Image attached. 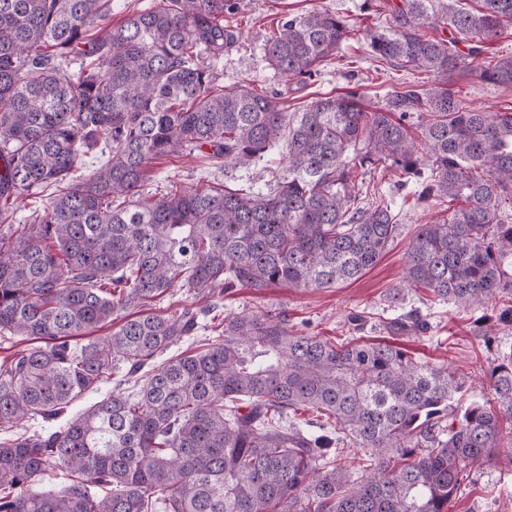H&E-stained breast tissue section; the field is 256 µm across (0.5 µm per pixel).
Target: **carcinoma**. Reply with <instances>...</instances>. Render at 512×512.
<instances>
[{"mask_svg":"<svg viewBox=\"0 0 512 512\" xmlns=\"http://www.w3.org/2000/svg\"><path fill=\"white\" fill-rule=\"evenodd\" d=\"M400 0L370 35L376 57L435 78L393 87L373 109L357 90L284 112L267 91L226 86L217 58L239 35L224 26L234 0H154L104 24L112 0H0V219L19 195L55 189L31 224L0 226V332L29 345L0 362V430L39 416L43 431L0 440V512H447L467 468L511 448L512 354L490 370L493 399L455 405L462 382L390 341L338 346L295 332L285 312L224 314V290L335 288L376 265L398 233L390 206L363 194L347 161L424 175L426 201L462 206L422 224L405 256L409 290L476 314L491 340L512 326V110L482 112L448 82L464 68L461 37L492 40L512 25V0ZM442 24L452 37L421 29ZM348 35L314 9L280 20L265 57L285 80L318 72ZM512 85V55L482 66ZM423 120L421 137L408 119ZM285 140L286 173L265 193L219 184L141 190L147 167L197 153L248 168ZM108 159L82 178L81 157ZM173 313L147 303L175 285ZM120 319L104 338H79ZM394 333H424L411 310ZM211 331L205 348L161 365L170 346ZM145 373L139 389L122 385ZM119 375L106 398L64 419L83 394ZM324 418L325 432L290 419ZM364 453L350 471L335 445ZM69 476L63 492L43 474Z\"/></svg>","mask_w":512,"mask_h":512,"instance_id":"1","label":"carcinoma"}]
</instances>
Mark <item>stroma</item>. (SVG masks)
<instances>
[{"label":"stroma","instance_id":"1","mask_svg":"<svg viewBox=\"0 0 512 512\" xmlns=\"http://www.w3.org/2000/svg\"><path fill=\"white\" fill-rule=\"evenodd\" d=\"M399 0H236V9L224 16V23L238 31L240 39L210 65L228 85L246 84L273 93L280 108L295 112L313 98L343 94L359 86L366 104L380 102L390 87L413 86L424 90L434 81L432 74L411 67L399 68L373 56L366 39L368 30L385 24ZM325 8L339 16L350 30L336 53L323 62L309 81H284L269 65L264 43L277 23L290 13ZM452 84L471 107L487 112L512 109V87L486 83L478 66L455 76ZM285 146L277 144L263 158L246 169H222L197 155H179L156 160L149 166V188L160 192L171 187H201L224 184L267 191L285 170ZM372 183L390 205L399 232L386 252L357 281L328 290H303L279 284L255 292L237 287L224 295L228 314L282 308L291 325L335 343L355 338L350 316H361L369 336L385 335L384 323L399 309L390 307V289L404 287L405 252L418 225L442 217L441 202L419 199L421 184L396 187L392 176L372 171ZM405 309L420 310L429 323L428 332L399 338L398 344L416 359L448 368L462 377L463 403L492 398L488 368L504 354H512V329L498 330L491 343L474 332L472 313L445 303L422 301L420 293L409 292ZM448 512H512V464L504 457L471 471Z\"/></svg>","mask_w":512,"mask_h":512}]
</instances>
